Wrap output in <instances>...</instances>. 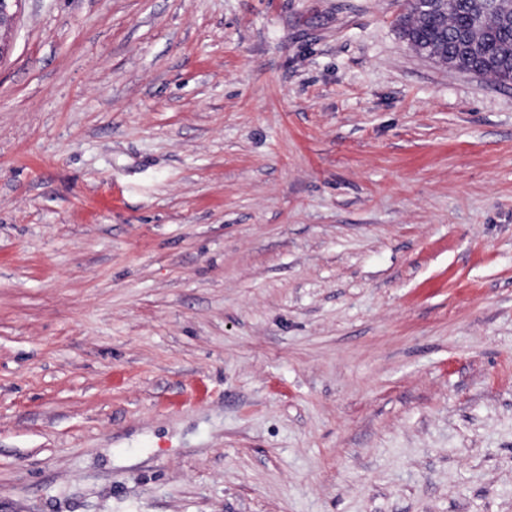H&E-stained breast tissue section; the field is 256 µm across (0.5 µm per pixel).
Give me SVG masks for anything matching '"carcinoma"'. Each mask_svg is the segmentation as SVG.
Wrapping results in <instances>:
<instances>
[{
  "label": "carcinoma",
  "instance_id": "obj_1",
  "mask_svg": "<svg viewBox=\"0 0 512 512\" xmlns=\"http://www.w3.org/2000/svg\"><path fill=\"white\" fill-rule=\"evenodd\" d=\"M402 37L458 72L512 82V0H440L430 10L405 0Z\"/></svg>",
  "mask_w": 512,
  "mask_h": 512
}]
</instances>
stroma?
I'll return each mask as SVG.
<instances>
[{
    "mask_svg": "<svg viewBox=\"0 0 512 512\" xmlns=\"http://www.w3.org/2000/svg\"><path fill=\"white\" fill-rule=\"evenodd\" d=\"M402 0H21L0 512H512V83Z\"/></svg>",
    "mask_w": 512,
    "mask_h": 512,
    "instance_id": "obj_1",
    "label": "stroma"
}]
</instances>
